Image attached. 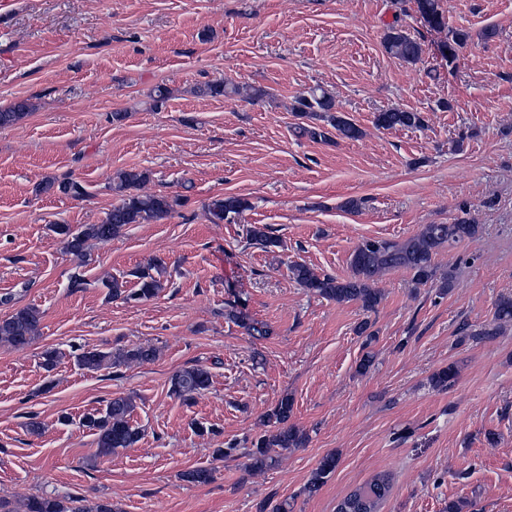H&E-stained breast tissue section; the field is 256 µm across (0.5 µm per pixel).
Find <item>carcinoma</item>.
Masks as SVG:
<instances>
[{
  "mask_svg": "<svg viewBox=\"0 0 512 512\" xmlns=\"http://www.w3.org/2000/svg\"><path fill=\"white\" fill-rule=\"evenodd\" d=\"M421 17L432 27L441 28L443 9L441 0H416ZM471 35L460 29L448 30L445 50L448 59H453L459 50L467 47ZM387 52L406 63L420 61L423 47L421 42L408 34L403 28L391 26L383 38ZM200 93L211 96H247L251 99L262 97L265 92L251 86L227 85L222 80L208 83L200 88ZM32 109L28 100H21L0 106V127L9 126L27 115ZM333 95L321 88H313L308 94L298 97L292 112L302 119L293 127L295 135L315 142L332 140V135L344 139L357 140L363 131L347 117L334 113ZM375 127L383 130L398 128H420L424 125L421 113L388 108L376 114ZM149 180V174L142 170L130 169L117 174L113 190L120 200L112 206L100 224H51L49 230L57 235L65 251L84 263L90 243L105 244L119 235L128 224L159 222L170 217L176 207L182 205L183 198L165 194H144L142 186ZM80 199L86 195L85 186L72 178L48 181L42 191L52 189ZM250 207L247 200L238 196H226L214 200L208 206L209 220L213 224L231 221ZM481 231V225L471 219L458 217L451 224H426L416 235L403 242L386 239L367 238L353 250L350 260L351 274L347 278H337L320 274L304 263L290 266L293 279L303 288L322 298L336 302H357L367 312H373L383 300V294L376 287L377 280L385 272L403 268L413 274L418 285L425 286L434 281L436 268L433 257L445 246L475 239ZM247 238L253 245L269 247L277 241L267 234L265 228L251 226L247 229ZM164 267L159 261L137 269L134 277L138 279V288L129 291L126 282L116 277L103 281L112 298L125 300H149L156 297L165 288L162 279ZM40 311L34 306H25L0 318V343L11 347H24L39 336ZM512 324V295H502L495 304L491 327L470 332L472 336H492L497 330ZM157 357V349L152 346H138L112 355L94 348L77 347L75 360L79 367L98 370L131 363L152 362ZM458 368L450 364L439 369L430 378V385L438 390H446L454 385ZM211 375L207 368L195 365L178 371L171 378V393L186 404L208 390ZM133 404L127 397H115L107 402L105 408L84 414L80 425L97 436L98 446L105 454L119 448H129L140 438V432L130 424ZM293 411V398L284 395L276 405L261 418L262 425L269 428L255 443V448L247 452V468L250 472H261L277 462L274 449L288 450L300 448L308 440L306 432L290 423ZM338 456L331 452L325 455L312 471L307 489L319 490L335 472ZM377 489L378 496L371 500H356L357 492L346 497L353 512H378V509L390 490V478L384 474L374 477L362 489ZM0 512H112V505L97 502L92 505L83 503L79 497H71L65 502L58 498L32 496L22 504L18 511L11 502L0 500Z\"/></svg>",
  "mask_w": 512,
  "mask_h": 512,
  "instance_id": "1",
  "label": "carcinoma"
}]
</instances>
